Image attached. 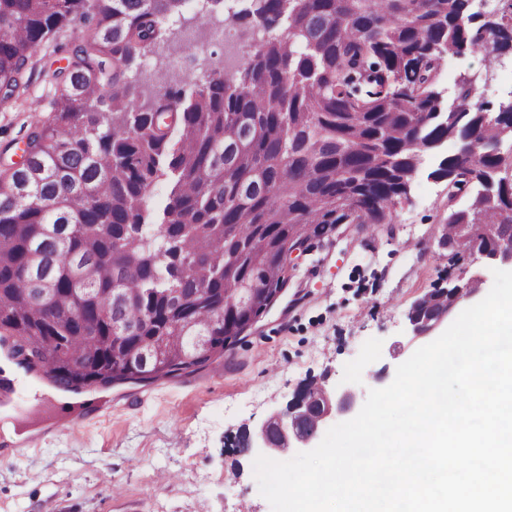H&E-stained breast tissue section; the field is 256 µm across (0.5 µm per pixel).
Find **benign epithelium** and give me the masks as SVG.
Wrapping results in <instances>:
<instances>
[{"mask_svg":"<svg viewBox=\"0 0 512 512\" xmlns=\"http://www.w3.org/2000/svg\"><path fill=\"white\" fill-rule=\"evenodd\" d=\"M465 256H478L488 262L512 265V239L506 237L499 240L496 247L480 250L469 245L465 248ZM474 291V281L471 279L466 282L450 280L448 287L438 288L416 300L408 312L413 332L419 336L431 332L462 298ZM351 408L349 396L344 395L335 403L325 387L312 384L308 392L298 391L287 408L247 433L246 452L255 448L280 452L306 447L317 438L321 422L337 411L346 412Z\"/></svg>","mask_w":512,"mask_h":512,"instance_id":"7a95c632","label":"benign epithelium"}]
</instances>
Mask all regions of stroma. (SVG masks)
I'll use <instances>...</instances> for the list:
<instances>
[{
	"label": "stroma",
	"mask_w": 512,
	"mask_h": 512,
	"mask_svg": "<svg viewBox=\"0 0 512 512\" xmlns=\"http://www.w3.org/2000/svg\"><path fill=\"white\" fill-rule=\"evenodd\" d=\"M186 20L159 54L137 61L147 80L179 56L188 30L199 31L194 77L224 61L217 32ZM85 28L75 22L46 44L25 87L0 107V167L19 161L27 135L51 116L54 70L66 66ZM490 111L512 102V51L446 56L439 72L445 101L462 78ZM439 151L424 156L392 225H341L311 242L277 303L246 333L203 365L144 382L90 388L72 404L51 384L24 377L20 395L40 406L42 428L30 440L0 438V512H272L253 473L254 455L229 443L284 409L305 382L351 392L388 386L396 368L430 336L414 335L407 314L449 278H477L469 304L490 291L493 266L442 249L448 181L436 177Z\"/></svg>",
	"instance_id": "35a3bbf8"
}]
</instances>
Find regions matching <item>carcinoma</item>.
<instances>
[{
	"mask_svg": "<svg viewBox=\"0 0 512 512\" xmlns=\"http://www.w3.org/2000/svg\"><path fill=\"white\" fill-rule=\"evenodd\" d=\"M188 0H0V106L43 45L80 17L87 34L54 74L53 116L0 177V330L76 391L167 376L207 362L260 314L248 289L283 282L268 240L305 242L339 224H390L412 160L447 139L474 145L440 161L448 241L466 225L491 247L512 238V183L492 114L463 79L444 103L447 55L512 50V0L479 23L467 0H202L258 35L237 76L219 69L147 103L133 63L183 18ZM490 30V40L480 29ZM109 87L106 94L99 86ZM172 181L161 219L147 191ZM211 337L209 354L192 337ZM149 344L181 356L147 367Z\"/></svg>",
	"mask_w": 512,
	"mask_h": 512,
	"instance_id": "carcinoma-1",
	"label": "carcinoma"
}]
</instances>
